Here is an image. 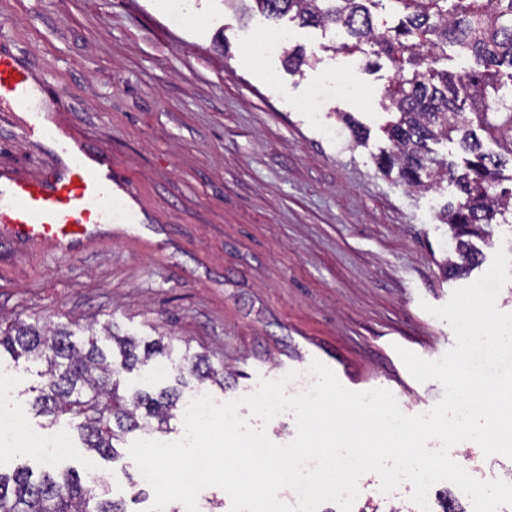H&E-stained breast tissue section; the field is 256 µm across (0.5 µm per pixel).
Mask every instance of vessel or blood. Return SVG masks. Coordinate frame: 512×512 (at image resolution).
<instances>
[{"mask_svg": "<svg viewBox=\"0 0 512 512\" xmlns=\"http://www.w3.org/2000/svg\"><path fill=\"white\" fill-rule=\"evenodd\" d=\"M29 76L16 57L0 52V104L24 107ZM54 171L38 180L0 171V237L70 250L99 240L106 231L130 232L114 223L115 194L129 187L111 156L77 139L63 141Z\"/></svg>", "mask_w": 512, "mask_h": 512, "instance_id": "1", "label": "vessel or blood"}]
</instances>
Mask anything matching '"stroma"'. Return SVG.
<instances>
[{
	"label": "stroma",
	"instance_id": "obj_1",
	"mask_svg": "<svg viewBox=\"0 0 512 512\" xmlns=\"http://www.w3.org/2000/svg\"><path fill=\"white\" fill-rule=\"evenodd\" d=\"M178 10L205 25L175 23ZM347 39L233 0H0V50L37 79L59 131L111 155L146 225L67 253L0 241V327L64 324L81 345L96 320L143 345L173 343L156 357L166 374L136 366L121 378L127 391L227 402L316 358L350 390L385 388L406 414L430 410L441 385L417 382L395 348L433 360L454 345L425 307L482 276L498 249L512 255V226H494L468 275H449L456 241L436 213L462 195L448 181L412 192L379 171L394 118L384 95L399 75L341 50ZM294 49L314 59L295 74ZM345 115L367 127L366 144L352 143ZM55 163L0 110V170L39 178ZM187 350L222 370L223 386L181 378ZM38 371L0 354V416L28 434L0 437V465L94 473L116 499L147 489L128 453L140 432L115 461L90 453L75 420L33 411ZM60 434L67 445L50 454L30 443ZM409 494L381 493L368 472L353 512H411Z\"/></svg>",
	"mask_w": 512,
	"mask_h": 512
}]
</instances>
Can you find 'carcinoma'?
<instances>
[{
	"label": "carcinoma",
	"mask_w": 512,
	"mask_h": 512,
	"mask_svg": "<svg viewBox=\"0 0 512 512\" xmlns=\"http://www.w3.org/2000/svg\"><path fill=\"white\" fill-rule=\"evenodd\" d=\"M259 12L280 18L294 14L305 25L346 31L354 42L341 45L386 58L398 72L409 71L385 93L398 117L386 128L389 147L378 157L379 169L411 189L428 190L440 180L456 183L463 200L449 204L439 220L456 239L457 259L448 269L463 274L475 266L480 251L470 238L490 240L492 225L512 214V188L504 181L500 155L483 150L477 131L512 157V0H395L404 10L396 27L375 25L370 6L376 0H252ZM467 53L477 68L453 74L439 68L448 47ZM508 66L509 72L502 71ZM458 135L469 155L463 168L432 155L428 142ZM88 347L58 326L17 322L0 333V350L15 359L43 361L46 377L33 406L52 420L72 417L85 448L106 459L118 456L113 440L139 430L152 436L168 430L178 406L177 390L120 394L122 373L147 364L135 340L112 333L110 325L88 327ZM113 339L120 359L108 360L98 336ZM182 370L204 383L218 372L199 354L184 356ZM0 512H128L124 503L82 484L71 472L32 478L26 469L0 470Z\"/></svg>",
	"instance_id": "obj_1"
}]
</instances>
